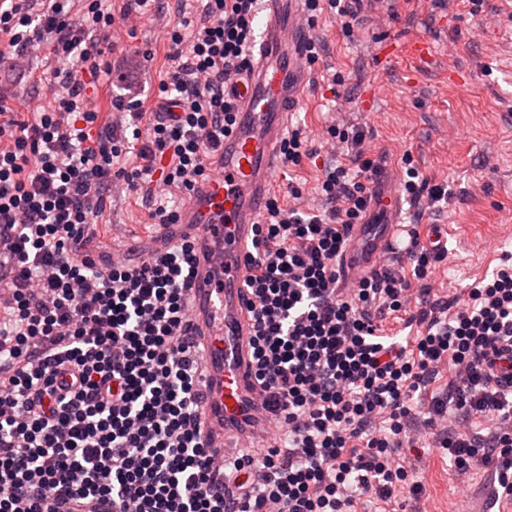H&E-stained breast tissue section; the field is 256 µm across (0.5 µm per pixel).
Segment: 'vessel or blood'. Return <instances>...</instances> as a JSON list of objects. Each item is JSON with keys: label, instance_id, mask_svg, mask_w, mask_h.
I'll list each match as a JSON object with an SVG mask.
<instances>
[{"label": "vessel or blood", "instance_id": "1", "mask_svg": "<svg viewBox=\"0 0 512 512\" xmlns=\"http://www.w3.org/2000/svg\"><path fill=\"white\" fill-rule=\"evenodd\" d=\"M261 12L251 65L227 86L239 118L215 159L219 176L200 185L179 224L162 232L166 238H194L198 249L190 317L206 372L199 414L208 445L222 451L240 434L262 438L268 430L269 414L250 358L246 258L254 226L275 188L290 112L310 79L304 0H261ZM374 189L373 204L354 226L341 257L349 275L375 269L401 230L402 203L393 174L381 173Z\"/></svg>", "mask_w": 512, "mask_h": 512}]
</instances>
